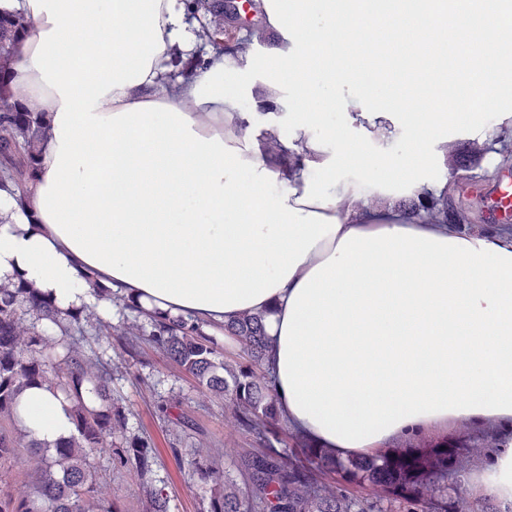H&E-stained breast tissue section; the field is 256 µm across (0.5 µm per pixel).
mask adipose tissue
<instances>
[{"mask_svg": "<svg viewBox=\"0 0 512 512\" xmlns=\"http://www.w3.org/2000/svg\"><path fill=\"white\" fill-rule=\"evenodd\" d=\"M262 3L279 39L261 59L220 52L170 82L178 0H0L33 22L4 83L49 127L24 197L0 189V282L62 308L109 309L99 286L213 325L263 315L291 428L344 460L415 431L496 428L469 481L511 506L512 230L408 222L379 201L427 187L429 127L494 110L512 84V0ZM249 68L255 103L294 126L289 173L265 148L277 124L251 136L224 82ZM422 97L430 111H408ZM336 108L359 132L343 145L314 132ZM19 424L47 444L72 430L44 387L22 394Z\"/></svg>", "mask_w": 512, "mask_h": 512, "instance_id": "1", "label": "adipose tissue"}]
</instances>
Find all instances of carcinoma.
Here are the masks:
<instances>
[{
	"label": "carcinoma",
	"mask_w": 512,
	"mask_h": 512,
	"mask_svg": "<svg viewBox=\"0 0 512 512\" xmlns=\"http://www.w3.org/2000/svg\"><path fill=\"white\" fill-rule=\"evenodd\" d=\"M193 11L204 10L198 31L217 45L247 51L252 35L236 36L224 24V0H193ZM32 26L23 14L0 15V73L14 58L20 37ZM47 128L40 117L21 110L17 96L0 84V188L25 187ZM409 209L433 220L439 199L425 195ZM125 307L144 318L139 335L147 336L206 391L232 409L238 426L251 433L260 452L241 460L244 486L223 477L213 460H199L191 448L173 449L187 460L192 476L212 484L207 512H512L491 500L472 499L459 477L479 448H450L448 443L416 444L370 459L346 462L328 456L304 436L288 433L263 366L268 348L261 315H243L224 324L247 359L237 367L224 365L223 353L207 324L182 316H159L134 301ZM27 316L29 326L22 317ZM103 332L94 307L59 308L33 289L0 283V462L14 458L25 439L33 453L49 459L31 476L30 496L14 501L0 495V512H119L114 506L93 505L98 471L95 458L109 450L111 464L146 478L153 473L155 453L140 438L126 448L112 447V435L125 429L126 418L112 410V370L98 349ZM47 387L68 403L73 431L54 446H43L18 424V398L28 387ZM288 433L292 447L278 448L279 434ZM149 512H169L164 488L149 494Z\"/></svg>",
	"instance_id": "carcinoma-1"
}]
</instances>
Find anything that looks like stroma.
Segmentation results:
<instances>
[{
	"label": "stroma",
	"instance_id": "stroma-1",
	"mask_svg": "<svg viewBox=\"0 0 512 512\" xmlns=\"http://www.w3.org/2000/svg\"><path fill=\"white\" fill-rule=\"evenodd\" d=\"M430 145L436 150L430 179L436 194L447 196L449 217L473 231L501 228L502 215L493 201L512 184V160L504 161L502 154L503 148L512 149V88L502 93L496 111L431 128ZM103 319L111 336L100 354L112 366V404L126 416V429L114 435L113 447L133 436L147 440L157 460L153 478L168 494L170 512H206L209 486L191 477L188 465L176 461L174 449L219 451V467L233 479L240 457L255 446L252 435L234 426L228 407L148 340H140L135 352L124 350L123 334L134 315L122 301H113ZM97 463L96 499L117 505L120 512H145L140 479L113 469L108 453H100Z\"/></svg>",
	"mask_w": 512,
	"mask_h": 512
}]
</instances>
